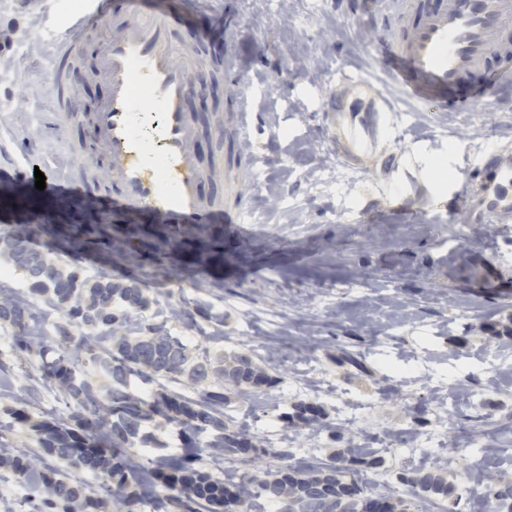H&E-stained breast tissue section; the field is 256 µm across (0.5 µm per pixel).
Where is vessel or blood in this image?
I'll return each mask as SVG.
<instances>
[{
	"instance_id": "1",
	"label": "vessel or blood",
	"mask_w": 512,
	"mask_h": 512,
	"mask_svg": "<svg viewBox=\"0 0 512 512\" xmlns=\"http://www.w3.org/2000/svg\"><path fill=\"white\" fill-rule=\"evenodd\" d=\"M109 0H85L79 26L88 27L108 14ZM393 11L397 27L388 31L378 55L385 76L404 95L444 109L475 105L501 106L503 85L512 83V57L501 55L502 37L512 26V0H379ZM186 19L175 0H123L119 31L101 44L95 78L108 92L98 104L91 131L97 152L78 156L75 179H47V197L64 201L103 197L109 210L132 222L152 215L159 223L189 227L231 224L249 236L241 207L205 198L200 190L208 173L196 150L197 131L185 102L193 85L175 33ZM468 75L485 76V85L465 99L449 102L448 94ZM57 127H66L75 114L66 84H55ZM331 119L350 129L343 155L357 161L360 143L383 125L382 108L330 93ZM27 168L14 154L0 151V185L25 180ZM471 199L462 217L475 222H512V160L488 156L476 176L466 180Z\"/></svg>"
}]
</instances>
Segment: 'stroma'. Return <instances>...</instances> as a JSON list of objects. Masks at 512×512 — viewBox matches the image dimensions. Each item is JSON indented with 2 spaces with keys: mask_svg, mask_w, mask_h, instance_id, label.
<instances>
[{
  "mask_svg": "<svg viewBox=\"0 0 512 512\" xmlns=\"http://www.w3.org/2000/svg\"><path fill=\"white\" fill-rule=\"evenodd\" d=\"M13 3L0 0V55L24 57L28 87L17 96L12 72L0 70V143L22 152L28 167L69 180L77 170L74 144L92 143L87 116L105 88L91 72L114 27L106 19L79 37L85 78L77 85L78 115L58 133L50 126L56 103L48 76L67 37V15L58 0H46L48 12L39 18ZM182 8L192 18L178 33L185 44L202 31L223 34L225 18L240 21L233 41L240 74L225 76L223 88L232 93L240 77L250 86L249 135L235 150L256 154L262 176L243 195L251 238L224 230L243 257L225 263L223 274L173 276L144 261H122V272L146 290L144 318L185 337L191 353L204 349L217 359L245 352L265 367L271 387L224 389L231 428L256 437L264 450L267 430L294 403H315L333 422L342 397L361 407L345 435L384 451L382 465L357 467V478L373 491L396 486L405 466L442 472L465 504L483 491L472 468L512 478V452L472 457L456 448L466 416L498 424L512 413V228L467 224L446 213L464 175L512 143V111L438 112L406 101L374 54L384 22L372 0H184ZM338 89L389 100L391 112L415 113L416 121L386 126L367 167L354 166L340 158L339 130L326 108L327 93ZM335 170L354 174L355 182L340 189L326 182ZM11 193V219L36 214L45 224H79L87 213L85 202L51 204L36 196L31 180ZM482 244L505 269L492 288L479 287L482 269L471 257ZM382 283L391 285L390 294L378 292ZM181 305L205 310L196 328L170 317ZM10 334L0 325V360L11 368L0 373V430L15 452L37 456L34 424L69 418L71 409L44 379L39 358L15 356ZM401 347L428 358L444 377V394L459 399L451 416L432 407L427 386L405 394L395 366ZM495 358L496 371H477L480 361ZM312 377L320 378V393L305 391ZM383 387L390 395H380ZM417 405L426 408L419 419L412 413ZM17 411L29 413V425H14ZM428 431L439 434L435 446L409 453L412 433ZM280 445L296 462L324 459L341 447L317 427L285 428Z\"/></svg>",
  "mask_w": 512,
  "mask_h": 512,
  "instance_id": "obj_1",
  "label": "stroma"
}]
</instances>
